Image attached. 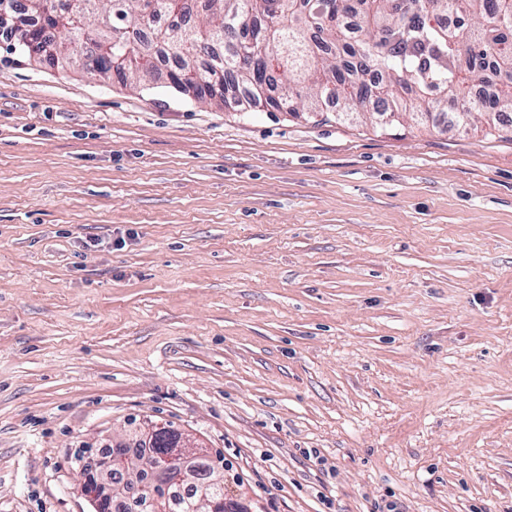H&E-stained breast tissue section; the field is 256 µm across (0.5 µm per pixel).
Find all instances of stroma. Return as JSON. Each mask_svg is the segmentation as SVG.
Masks as SVG:
<instances>
[{
	"label": "stroma",
	"instance_id": "stroma-1",
	"mask_svg": "<svg viewBox=\"0 0 512 512\" xmlns=\"http://www.w3.org/2000/svg\"><path fill=\"white\" fill-rule=\"evenodd\" d=\"M374 123L0 39V512L132 418L240 512H512V139Z\"/></svg>",
	"mask_w": 512,
	"mask_h": 512
}]
</instances>
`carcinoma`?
Listing matches in <instances>:
<instances>
[{
    "label": "carcinoma",
    "mask_w": 512,
    "mask_h": 512,
    "mask_svg": "<svg viewBox=\"0 0 512 512\" xmlns=\"http://www.w3.org/2000/svg\"><path fill=\"white\" fill-rule=\"evenodd\" d=\"M200 22L173 33L155 28L177 0H71L73 19L62 28L60 45L86 72L106 77L115 67L122 83L137 84L154 58L174 57L170 87L205 82L218 66L245 103H262L266 59L280 72L278 99L267 104L292 116L321 117L326 101H359L361 112H375L386 125L418 121L463 103L459 121L480 119L488 134L512 133V0H419L421 14L409 23L391 0H203ZM56 0H30L19 15L9 49L26 51L27 36L54 22ZM254 26V40L229 54L199 60L204 43L224 42L228 23ZM93 28L108 46L112 65L97 57L85 28ZM480 47L459 49L460 43ZM236 101V106L244 103ZM177 428L171 423L149 441L132 432L136 454L124 476L143 481L148 467L169 448ZM224 500V476L206 455L199 456L171 489L168 512H194L200 495Z\"/></svg>",
    "instance_id": "1"
}]
</instances>
